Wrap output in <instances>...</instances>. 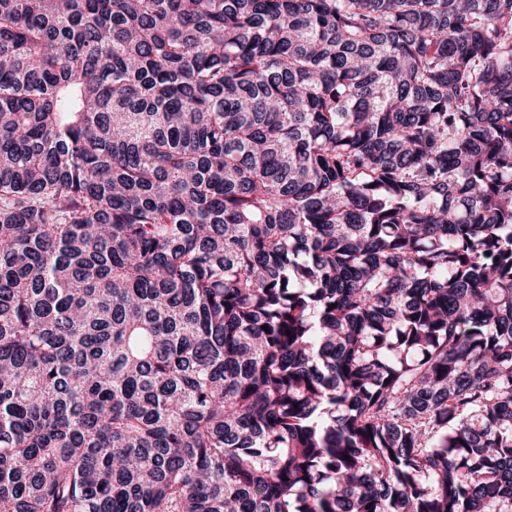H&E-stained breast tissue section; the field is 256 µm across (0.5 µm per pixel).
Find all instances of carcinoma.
Returning <instances> with one entry per match:
<instances>
[{"label":"carcinoma","mask_w":512,"mask_h":512,"mask_svg":"<svg viewBox=\"0 0 512 512\" xmlns=\"http://www.w3.org/2000/svg\"><path fill=\"white\" fill-rule=\"evenodd\" d=\"M0 512H512V0H0Z\"/></svg>","instance_id":"obj_1"}]
</instances>
